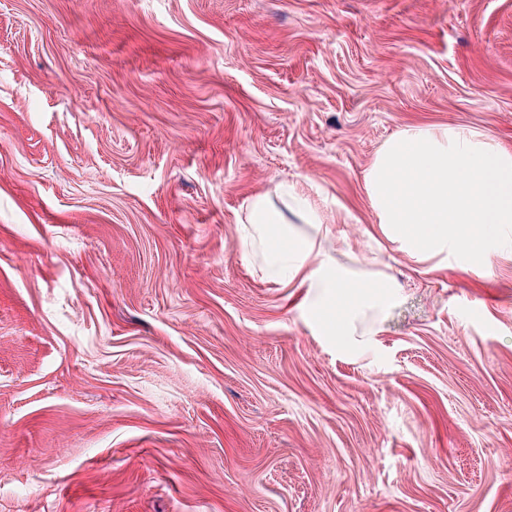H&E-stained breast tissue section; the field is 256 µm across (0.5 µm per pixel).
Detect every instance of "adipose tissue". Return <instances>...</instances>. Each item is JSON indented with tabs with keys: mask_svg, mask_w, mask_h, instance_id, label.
<instances>
[{
	"mask_svg": "<svg viewBox=\"0 0 512 512\" xmlns=\"http://www.w3.org/2000/svg\"><path fill=\"white\" fill-rule=\"evenodd\" d=\"M364 184L381 232L424 258L447 250L479 257L512 233V148L462 126L412 125L389 137ZM282 198L286 208L274 200ZM241 236L269 281L303 291L302 304L341 352L372 349L364 318L393 307L398 286L382 271L340 264L325 246V217L293 188L251 196ZM316 233L297 230V223Z\"/></svg>",
	"mask_w": 512,
	"mask_h": 512,
	"instance_id": "obj_1",
	"label": "adipose tissue"
}]
</instances>
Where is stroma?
Returning a JSON list of instances; mask_svg holds the SVG:
<instances>
[{"label":"stroma","instance_id":"1","mask_svg":"<svg viewBox=\"0 0 512 512\" xmlns=\"http://www.w3.org/2000/svg\"><path fill=\"white\" fill-rule=\"evenodd\" d=\"M512 148V0H0V512H512V245H382L410 125ZM401 287L337 353L239 220Z\"/></svg>","mask_w":512,"mask_h":512}]
</instances>
